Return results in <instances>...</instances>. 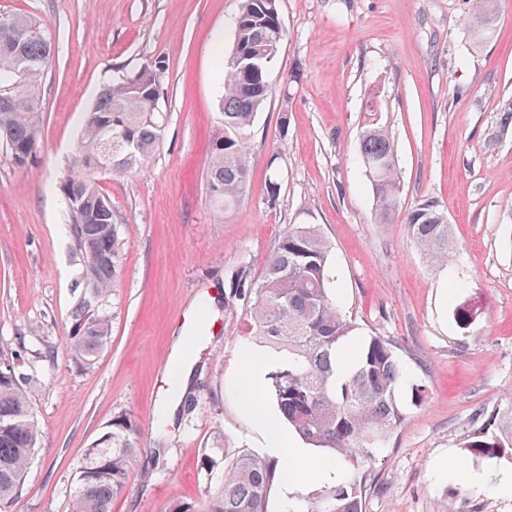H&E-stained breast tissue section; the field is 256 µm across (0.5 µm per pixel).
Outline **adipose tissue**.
Returning <instances> with one entry per match:
<instances>
[{
	"label": "adipose tissue",
	"instance_id": "1",
	"mask_svg": "<svg viewBox=\"0 0 512 512\" xmlns=\"http://www.w3.org/2000/svg\"><path fill=\"white\" fill-rule=\"evenodd\" d=\"M239 406L256 426L265 429V446L271 458L287 460L288 466L283 469L279 482L288 492L298 491L322 479L337 478L336 469L322 468L307 449L289 444L287 434L271 428L265 406L254 395L253 383L247 381L240 387Z\"/></svg>",
	"mask_w": 512,
	"mask_h": 512
}]
</instances>
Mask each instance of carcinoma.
<instances>
[{
  "instance_id": "obj_1",
  "label": "carcinoma",
  "mask_w": 512,
  "mask_h": 512,
  "mask_svg": "<svg viewBox=\"0 0 512 512\" xmlns=\"http://www.w3.org/2000/svg\"><path fill=\"white\" fill-rule=\"evenodd\" d=\"M494 0H472L470 34L479 39L497 25ZM285 32L278 0H243L230 54L223 62L219 106L224 116L222 145L213 146L207 186L213 201L226 209L237 205L249 186V131L271 94L262 58L244 71L238 53L263 54ZM51 34L31 18L0 15V138L26 164L35 153L41 103L37 82L49 65ZM165 70L145 65L104 89L87 113L73 160L70 193L80 208L69 212L84 255L85 297L74 306L72 339L85 358L96 356L110 336V317L92 308L117 283L121 240L96 174L106 165L129 173L149 162L164 135L163 114L151 109L153 94L164 97ZM119 121L134 147L126 150L109 139L105 124ZM359 149L375 200L378 224L391 222L400 205L401 181L395 142L387 126L372 119L359 135ZM410 237L429 258L446 262L457 246L448 214L424 201L405 217ZM332 247L313 224H290L265 261L261 278L239 266L230 278L224 305L253 299L250 335L277 353L265 370V389L275 399L288 426L306 444L344 462L361 475L342 478L317 497L288 501L284 512H363L372 485L377 453L404 419L399 388L405 379L398 347L378 335L360 336L341 313L331 283ZM138 425L126 415L112 420V431L84 452L72 478L68 512H111L112 499L127 487L129 466L139 451ZM39 430L14 365L0 362V509L24 482ZM465 450L471 458L494 463L512 460V395L488 413H480ZM278 471L274 461L240 454L224 467V481L209 490L199 508L176 512H268V498Z\"/></svg>"
}]
</instances>
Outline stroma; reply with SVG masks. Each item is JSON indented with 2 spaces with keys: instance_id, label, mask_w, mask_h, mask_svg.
<instances>
[{
  "instance_id": "obj_1",
  "label": "stroma",
  "mask_w": 512,
  "mask_h": 512,
  "mask_svg": "<svg viewBox=\"0 0 512 512\" xmlns=\"http://www.w3.org/2000/svg\"><path fill=\"white\" fill-rule=\"evenodd\" d=\"M241 5L0 0V14L40 21L54 39L33 161L17 166L0 140V359L16 360L40 429L7 512H67L85 449L122 414L136 421L140 449L112 512L200 505L225 458L265 455V433L237 398L250 302L228 308L224 296L240 265L261 275L291 224L320 228L341 311L361 333L397 342L407 373L405 418L377 455L363 512H512V497L466 480L512 460L464 457L475 413L512 395V125L501 124L512 0H497V30L483 41L467 32L469 0H280L285 37L250 129L249 189L224 210L206 171L224 135L221 62ZM155 62L165 68L164 138L143 167L99 177L123 246L111 335L88 361L70 349L84 262L60 186L100 88ZM371 101L394 136L402 186L388 224L374 221L358 153ZM426 200L453 226L457 254L444 264L404 222ZM460 303L476 313L467 330L453 318Z\"/></svg>"
}]
</instances>
